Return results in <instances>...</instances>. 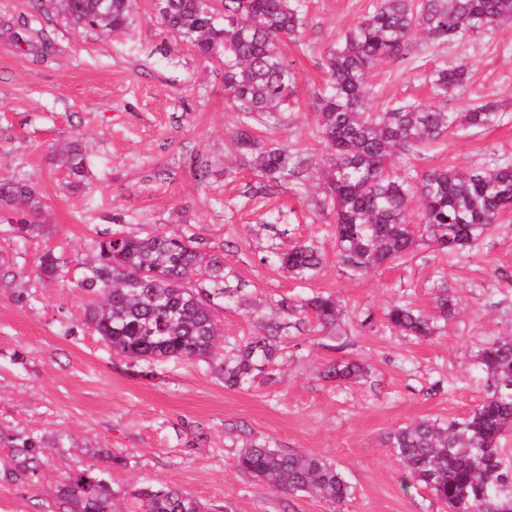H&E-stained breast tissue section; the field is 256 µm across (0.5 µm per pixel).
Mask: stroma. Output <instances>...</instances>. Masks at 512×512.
<instances>
[{
	"label": "stroma",
	"instance_id": "35a3bbf8",
	"mask_svg": "<svg viewBox=\"0 0 512 512\" xmlns=\"http://www.w3.org/2000/svg\"><path fill=\"white\" fill-rule=\"evenodd\" d=\"M373 3L308 0L303 36L285 48L297 92L285 112L257 115L252 128L310 170L267 182L239 162L240 113L224 94L222 62L170 33L152 0H135L129 28L116 32L74 30L51 0H0V182L30 181L40 201L34 213L0 210V266L11 271L0 281V429L43 447L31 476L0 441V512H52L57 485L88 467L106 472L115 512H143L146 492L166 487L208 512H448L429 489L403 486L385 440L415 420L465 417L485 398L475 354L512 332V212L473 254L423 243L365 274L338 263L332 211L314 173L327 153L316 101L326 49ZM34 15L44 40L21 43ZM444 64L468 74L447 111L486 102L505 110L487 128L457 126L401 150L395 175L512 161V22L381 62L371 73V110L434 103L430 75ZM74 142L84 154L79 176L59 156ZM22 221L45 225V236H23L15 229ZM114 230L191 236L220 258L225 287L240 291L216 312L225 342L264 335L279 300L315 293L341 301L343 340L285 329L273 378L257 376L247 390L225 388L216 369L197 361L169 360L142 377L87 324L89 297L76 286L80 260ZM309 239L323 254L310 280L260 261L271 247ZM49 250L62 262L52 279L37 272ZM441 294L457 314L432 336L387 326L391 305L430 313ZM341 357L361 363L366 377L323 380L326 364ZM251 440L336 466L348 499L276 490L242 471L237 459Z\"/></svg>",
	"mask_w": 512,
	"mask_h": 512
}]
</instances>
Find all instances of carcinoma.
Here are the masks:
<instances>
[{
    "label": "carcinoma",
    "instance_id": "carcinoma-1",
    "mask_svg": "<svg viewBox=\"0 0 512 512\" xmlns=\"http://www.w3.org/2000/svg\"><path fill=\"white\" fill-rule=\"evenodd\" d=\"M168 30L204 58L224 64V92L240 112L237 141L249 167L269 181L296 172L288 150L266 146L249 132L256 114L270 116L288 108L298 74L282 46L296 41L304 25L306 0H153ZM54 8L74 27L114 31L127 28L131 0H55ZM512 21V0H376L373 10L327 50L326 87L317 103L318 133L327 146L319 179L330 198L336 225V256L354 273L367 272L400 258L422 242L440 251H472L488 236L501 214L512 207V163L494 164L463 174L434 168L408 183L387 168L399 150L437 138L458 125L484 128L496 118L494 105L447 112L432 104L411 103L387 112L369 111L368 79L378 63L401 55L420 38L426 46ZM435 95L447 98L466 84V70L439 67L433 72ZM74 174L84 169L76 143L62 153ZM417 200L420 222L406 219ZM0 208L36 211L33 184L0 183ZM272 263L299 280L313 278L323 256L312 242L286 251H267ZM78 288L95 297L86 320L113 352L150 365L169 359L203 361L224 376V386L247 390L256 373L275 363L280 325L217 352L223 333L214 315L222 288H206L203 274L218 283L224 265L203 255L192 238L167 234L132 236L115 230L95 241L81 262ZM40 274L56 275L58 257L45 252ZM298 333L310 327L334 330L343 315L340 300L315 294L302 301H278ZM437 313L395 305L385 312L388 326L410 336L434 334L438 320L454 316L456 303L435 298ZM488 386L485 399L468 416L446 423L418 420L386 437V447L405 477L422 484L448 506V512H512V465L501 441L512 431V335L500 336L476 354ZM322 377L338 383L365 377L347 358L329 362ZM37 441L14 445L13 462L21 473L35 470ZM238 466L290 493L316 494L341 504L350 486L335 466L303 452H284L269 440L249 442ZM55 512H112V493L104 473L92 467L69 474L55 498ZM145 512H207L178 488L147 493Z\"/></svg>",
    "mask_w": 512,
    "mask_h": 512
}]
</instances>
